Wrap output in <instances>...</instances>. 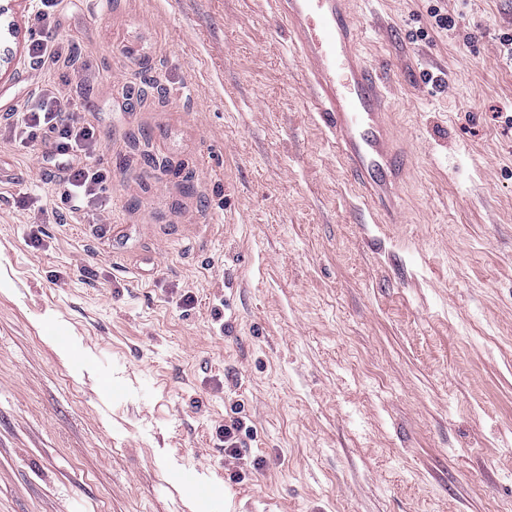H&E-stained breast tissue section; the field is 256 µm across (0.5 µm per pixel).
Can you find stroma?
<instances>
[{
	"mask_svg": "<svg viewBox=\"0 0 512 512\" xmlns=\"http://www.w3.org/2000/svg\"><path fill=\"white\" fill-rule=\"evenodd\" d=\"M351 9L400 224L272 0H65L112 215L54 211L58 163L0 139V512H512V0ZM47 78L1 76L0 124ZM218 439L224 443V456L238 460L241 448H247V440H253V433L242 420L234 418L218 428Z\"/></svg>",
	"mask_w": 512,
	"mask_h": 512,
	"instance_id": "stroma-1",
	"label": "stroma"
}]
</instances>
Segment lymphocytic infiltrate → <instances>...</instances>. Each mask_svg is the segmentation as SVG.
I'll return each mask as SVG.
<instances>
[{
	"instance_id": "lymphocytic-infiltrate-1",
	"label": "lymphocytic infiltrate",
	"mask_w": 512,
	"mask_h": 512,
	"mask_svg": "<svg viewBox=\"0 0 512 512\" xmlns=\"http://www.w3.org/2000/svg\"><path fill=\"white\" fill-rule=\"evenodd\" d=\"M63 0H35L36 30L27 46L31 63L48 71L76 72L83 64L55 31V15ZM7 124L10 139L29 148L48 144L52 156L68 160L65 176L56 188L61 209L82 217L105 208L106 177L95 163L97 136L85 110L72 104L59 84L38 86L24 103L16 105Z\"/></svg>"
}]
</instances>
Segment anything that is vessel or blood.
Wrapping results in <instances>:
<instances>
[{
	"instance_id": "obj_1",
	"label": "vessel or blood",
	"mask_w": 512,
	"mask_h": 512,
	"mask_svg": "<svg viewBox=\"0 0 512 512\" xmlns=\"http://www.w3.org/2000/svg\"><path fill=\"white\" fill-rule=\"evenodd\" d=\"M307 71L315 108L379 224L399 221L387 198L404 171L387 120L383 77L362 56L350 0H275Z\"/></svg>"
}]
</instances>
